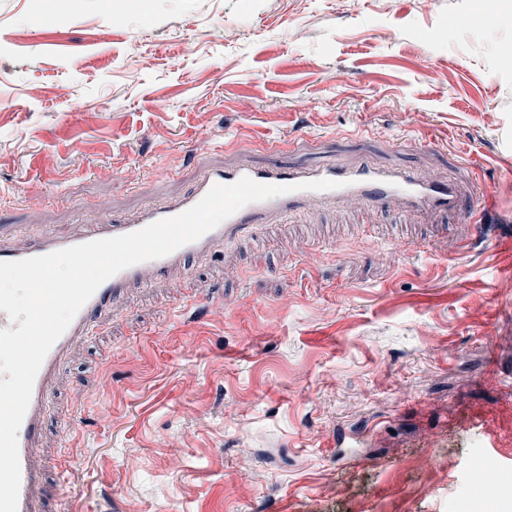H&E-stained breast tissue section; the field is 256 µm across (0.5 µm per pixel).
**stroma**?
<instances>
[{"label": "stroma", "mask_w": 512, "mask_h": 512, "mask_svg": "<svg viewBox=\"0 0 512 512\" xmlns=\"http://www.w3.org/2000/svg\"><path fill=\"white\" fill-rule=\"evenodd\" d=\"M0 0V237L207 165L370 157L459 211L307 204L121 300L54 385L42 512H487L512 471V0ZM88 416L63 437L65 416ZM480 478L476 483V492L486 501H496L501 493L502 486L510 481L511 472L499 467L498 463L485 460Z\"/></svg>", "instance_id": "obj_1"}]
</instances>
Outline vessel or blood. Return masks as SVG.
Instances as JSON below:
<instances>
[{"instance_id": "1", "label": "vessel or blood", "mask_w": 512, "mask_h": 512, "mask_svg": "<svg viewBox=\"0 0 512 512\" xmlns=\"http://www.w3.org/2000/svg\"><path fill=\"white\" fill-rule=\"evenodd\" d=\"M243 177L265 184L289 185L293 191L248 204L196 242L165 257L120 271L101 284L53 345L36 375L31 401L18 433L21 465L18 512H38L35 493L42 474L34 464V457L40 447L45 420L51 410L52 381L65 365L70 351L99 332L115 301L126 291L147 287L153 279L181 267L187 257L209 255L216 246L230 244L244 234L257 232L271 219H293L307 202H358L368 205L390 202L411 212L438 208L454 210L459 206L455 180L422 176L406 169L378 166L367 160L354 165L332 162L310 167L250 163L214 165L204 169L186 193L173 200L146 206L135 218L106 216L98 223L86 225L82 233L71 236H60L47 230L21 249L0 239V261L30 258L137 231L155 221L178 215L191 208L213 185L231 184ZM322 179L335 181V188L314 191L303 187L304 182Z\"/></svg>"}]
</instances>
